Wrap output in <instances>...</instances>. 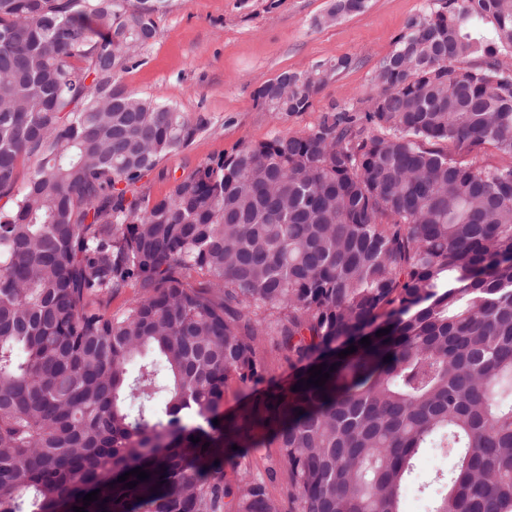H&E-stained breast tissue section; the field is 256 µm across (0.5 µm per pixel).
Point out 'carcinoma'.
<instances>
[{"mask_svg":"<svg viewBox=\"0 0 512 512\" xmlns=\"http://www.w3.org/2000/svg\"><path fill=\"white\" fill-rule=\"evenodd\" d=\"M168 7L0 0V512H282L277 468L290 512H402L424 448L430 512H512V0L425 9L367 98L129 201L200 129L118 83ZM268 336L295 373L220 413Z\"/></svg>","mask_w":512,"mask_h":512,"instance_id":"carcinoma-1","label":"carcinoma"}]
</instances>
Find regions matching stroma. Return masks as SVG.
Here are the masks:
<instances>
[{
  "instance_id": "1",
  "label": "stroma",
  "mask_w": 512,
  "mask_h": 512,
  "mask_svg": "<svg viewBox=\"0 0 512 512\" xmlns=\"http://www.w3.org/2000/svg\"><path fill=\"white\" fill-rule=\"evenodd\" d=\"M336 0H172L157 19L158 36L145 46L121 85L142 97L177 107L200 127L185 147L166 155L129 187L128 197L168 194L175 180L232 153L317 126L330 105L367 97L380 62L410 20L442 0H365L363 10L330 17ZM347 60L304 112L267 111L257 90L285 71L305 72L326 61ZM449 460L428 448L403 489L404 512H428V481Z\"/></svg>"
}]
</instances>
